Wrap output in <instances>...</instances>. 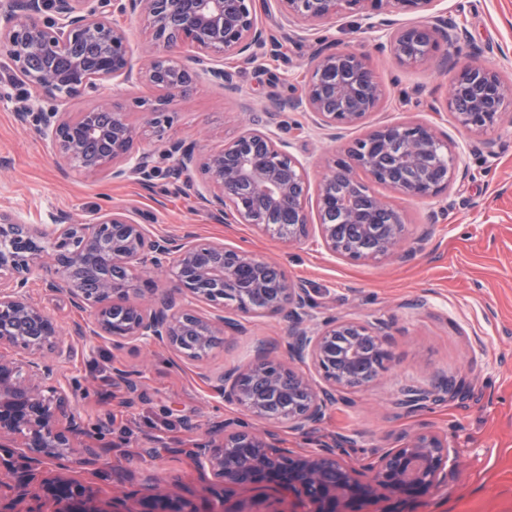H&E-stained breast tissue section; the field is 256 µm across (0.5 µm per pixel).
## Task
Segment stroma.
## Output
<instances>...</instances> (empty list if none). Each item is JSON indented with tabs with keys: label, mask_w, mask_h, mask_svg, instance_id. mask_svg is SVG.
<instances>
[{
	"label": "stroma",
	"mask_w": 512,
	"mask_h": 512,
	"mask_svg": "<svg viewBox=\"0 0 512 512\" xmlns=\"http://www.w3.org/2000/svg\"><path fill=\"white\" fill-rule=\"evenodd\" d=\"M442 8L468 33L463 53L497 69L512 84V0H442ZM380 14L367 10L306 29L288 26V40L264 50L254 64L239 65L238 92L207 81L175 97L168 110L169 135L207 149L227 143L243 121L271 111L270 91L290 95L308 74L317 48L360 49L386 91L383 108L363 123L327 138L312 129L303 112H282L277 120L306 126L291 152L305 166L310 182L322 167L379 122L425 121L452 149L459 175L442 202L402 201L387 187L379 195L405 213L404 241L413 243L425 228L431 240L416 255L399 261H351L330 256L310 240L287 245L246 224L226 225L200 210L194 190L173 179L171 159L160 157L149 184L132 179L106 183L67 169L35 134L39 103L28 86L0 73V211L30 224L56 218L89 219L100 208L137 211L151 232L198 235L242 247L280 263L290 277L311 288L328 312L387 323L389 369L367 387L348 391L311 436L279 427L280 445L315 448L318 441L346 436L361 459L371 450L396 445L400 435L428 427L447 434L460 465L448 480L443 502L419 512H512V103L503 120L479 132H464L448 107L443 71L445 48L419 67L401 64L378 50L375 24ZM27 105L30 116L16 112ZM422 307H415V300ZM285 324L267 317L248 320V332L229 336L203 359H181L162 346L133 344L113 348L101 338L77 345L65 360H53L56 381L77 397V412L97 444L122 443L149 448L158 458L118 459L106 455L93 479L104 492L139 497L148 476L165 478L182 496L203 502L193 463L180 449L236 416L213 388L209 376L245 367L259 343L280 354ZM129 371L139 382L132 404L104 401L101 393L113 369ZM466 381L461 397L406 415L395 405L401 388H428L439 379Z\"/></svg>",
	"instance_id": "35a3bbf8"
}]
</instances>
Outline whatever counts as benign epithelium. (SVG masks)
<instances>
[{
	"mask_svg": "<svg viewBox=\"0 0 512 512\" xmlns=\"http://www.w3.org/2000/svg\"><path fill=\"white\" fill-rule=\"evenodd\" d=\"M286 23L329 22L374 7L386 15L411 12L423 20L392 27L380 23L385 42L403 64L425 63L443 42L464 39L448 18L434 12L437 0H275ZM147 18L154 44L132 63V49L116 15ZM267 39L256 0H9L0 11V50L5 71L50 100L36 134L69 169L87 178L125 182L151 177L150 153L135 154L137 139L152 135L178 172L203 175L196 204L248 224L291 244L311 237L330 255L351 260L406 258L402 212L371 192L365 177L405 199H436L456 178L454 167L432 161L443 142L423 121H384L322 171L310 212L303 163L280 136V125L249 121L239 134L203 155L195 146L165 135L170 98L186 92L196 76L237 90L229 59L250 58ZM115 86L146 82L164 94L144 106L142 125L127 119L110 98L82 112L69 101ZM385 91L364 54L334 51L316 55L309 78L281 100L280 107L311 114L315 128L336 138L378 111ZM512 85L472 59H465L447 86V100L467 132L496 123ZM38 277L50 291L65 294L71 307L89 314L64 343L55 319L28 293ZM258 300V312L243 302ZM207 306L206 314L200 311ZM278 318L287 323L284 352L257 350L242 369L209 378L224 401L243 412L217 425V437L197 440L180 452L196 467L199 483L223 494L197 504L155 480L130 503L112 493L49 475L47 465L72 457L92 470L105 454L85 432L76 394L47 380L45 355L70 356L89 337H105L121 349L132 343L160 344L188 360L220 336L245 331L236 314ZM387 326L322 311L311 290L277 262L241 248L199 237L193 231L155 236L126 209L100 210L84 222L27 224L0 213V442L23 448L22 460L0 456V512H417L427 499L448 489L459 465L448 436L430 429L406 433L395 448L352 462L348 448L321 445L306 453L279 446L285 424L309 435L342 394L363 388L390 361ZM20 347L19 360L6 350ZM448 384L408 387L396 400L403 412L447 400Z\"/></svg>",
	"mask_w": 512,
	"mask_h": 512,
	"instance_id": "7a95c632",
	"label": "benign epithelium"
}]
</instances>
